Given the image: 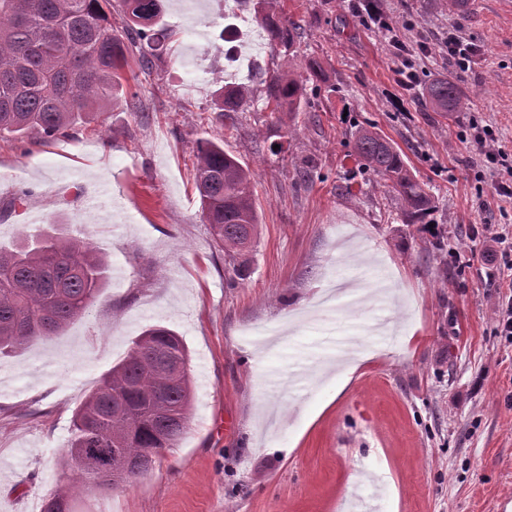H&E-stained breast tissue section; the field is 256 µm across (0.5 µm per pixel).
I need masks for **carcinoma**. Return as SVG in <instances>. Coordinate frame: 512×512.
<instances>
[{
  "mask_svg": "<svg viewBox=\"0 0 512 512\" xmlns=\"http://www.w3.org/2000/svg\"><path fill=\"white\" fill-rule=\"evenodd\" d=\"M109 0H0V135L39 141L67 135L82 116H95L123 88L129 57L147 63L144 47L168 38L159 28L161 0H122V32L104 9ZM271 45L291 50L298 24L258 0L255 15ZM318 61L308 75L293 71L269 78L264 104L272 112H298ZM434 112L450 117L466 108L456 80L440 77L424 89ZM219 116L239 111L244 90L220 89ZM359 173L383 182L407 224H425L434 199L406 164L401 150L378 128L350 133ZM194 185L204 220L227 255L249 248L259 216L253 176L224 143L201 138L194 147ZM110 280L95 246L50 224L23 233L0 248V354L18 353L40 339L63 333L88 314ZM192 381L182 336L154 325L137 336L126 356L80 403L62 459L70 479L45 500L42 512H72V496L86 485L101 491L136 484L164 453L178 445L190 423ZM121 448L131 468L92 477L79 465L83 454Z\"/></svg>",
  "mask_w": 512,
  "mask_h": 512,
  "instance_id": "carcinoma-1",
  "label": "carcinoma"
}]
</instances>
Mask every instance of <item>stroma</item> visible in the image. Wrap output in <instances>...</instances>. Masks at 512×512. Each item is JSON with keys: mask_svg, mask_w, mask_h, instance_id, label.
I'll list each match as a JSON object with an SVG mask.
<instances>
[{"mask_svg": "<svg viewBox=\"0 0 512 512\" xmlns=\"http://www.w3.org/2000/svg\"><path fill=\"white\" fill-rule=\"evenodd\" d=\"M356 2L278 0L300 25L288 55L252 0H162L170 39L125 70L140 108L120 96L69 136L0 138V244L54 219L123 270L64 333L0 355V471L17 475L0 512H36L61 486L76 408L154 325L188 346L190 427L137 484L82 490L75 512H349L374 489L377 512H499L512 498V341L493 315L504 262L485 241L487 225L512 226V200L470 141L488 124L512 148V12L379 0L386 32ZM452 29L474 49L464 72ZM310 57L321 72L303 110H265L270 76ZM449 74L467 107L448 119L423 90ZM227 82L246 96L221 119ZM367 123L434 196L429 223H403L380 183L345 192L348 134ZM201 138L255 173L258 232L233 260L194 189ZM340 331L373 357L332 399Z\"/></svg>", "mask_w": 512, "mask_h": 512, "instance_id": "35a3bbf8", "label": "stroma"}]
</instances>
